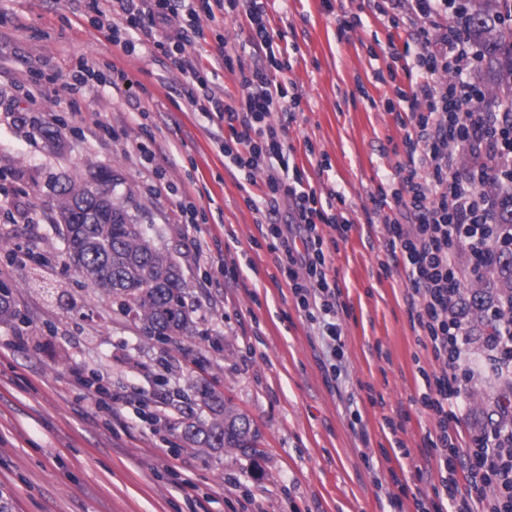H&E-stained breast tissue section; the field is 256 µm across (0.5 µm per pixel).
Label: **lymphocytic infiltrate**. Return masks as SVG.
Instances as JSON below:
<instances>
[{
    "instance_id": "lymphocytic-infiltrate-1",
    "label": "lymphocytic infiltrate",
    "mask_w": 512,
    "mask_h": 512,
    "mask_svg": "<svg viewBox=\"0 0 512 512\" xmlns=\"http://www.w3.org/2000/svg\"><path fill=\"white\" fill-rule=\"evenodd\" d=\"M245 14V43L263 64L241 73L238 104L202 94L211 121L233 125L220 151L240 169L264 172L261 191L291 204L287 218L266 217V236L279 251L280 271L305 318L317 324L328 360V378L344 367L340 291L322 226L347 238L351 222L323 204L289 166L290 155L273 115L294 120L299 94L285 95L269 70L277 66L264 0H229ZM466 0H377L393 30L410 31L420 47L408 89L386 100L404 131L405 162L392 180L371 193L373 212L390 209L385 224V272L402 271L408 284L416 342L430 348L437 364L424 373L419 403L434 420L424 446L435 452L440 486L415 499L417 512H512V423L489 419L480 433L463 436L452 420L463 402V386L480 374L497 376L512 392V299L485 308L482 334L473 335L460 313L464 273L481 278L489 260L512 240L497 224L502 188L512 189V105L491 112L479 107L481 89L471 81L480 59L465 33ZM112 15H100L113 44L129 50L143 15L165 28L163 45L174 60L202 34V18H213L210 0H112Z\"/></svg>"
}]
</instances>
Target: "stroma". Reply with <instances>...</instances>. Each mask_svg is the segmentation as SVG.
Instances as JSON below:
<instances>
[{
	"label": "stroma",
	"mask_w": 512,
	"mask_h": 512,
	"mask_svg": "<svg viewBox=\"0 0 512 512\" xmlns=\"http://www.w3.org/2000/svg\"><path fill=\"white\" fill-rule=\"evenodd\" d=\"M285 62L271 71L300 109L283 132L322 200L341 193L353 221L333 251L346 305L339 319L346 368L322 369V344L296 308L246 195V181L214 142L231 129L189 103L196 88L160 49L163 31L143 17L138 52L98 27L99 0H0V284L19 314L0 323V492L11 512H389L375 480L403 512L439 481L423 440L433 424L418 404L417 366L430 352L415 341L403 275H385V215L369 196L390 179L403 137L383 108L396 86L374 79L387 54V26L373 0H265ZM357 17L343 30V17ZM204 36L184 57L210 73L226 102L240 96L244 14L202 19ZM233 70L215 69L220 54ZM97 80L82 96L65 83L81 62ZM130 89H115L113 69ZM328 156L332 167L318 165ZM106 169L129 211L181 269L199 336L163 345L145 336L68 260L57 215L60 190ZM193 203L209 223L204 239L182 224ZM111 387V407L70 385L73 372ZM206 379L258 432L251 455L190 448L182 437L192 381ZM460 427L478 431L498 404V381L479 380ZM400 417L402 426L386 421ZM410 457H403L402 449Z\"/></svg>",
	"instance_id": "35a3bbf8"
}]
</instances>
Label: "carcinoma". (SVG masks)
<instances>
[{"mask_svg":"<svg viewBox=\"0 0 512 512\" xmlns=\"http://www.w3.org/2000/svg\"><path fill=\"white\" fill-rule=\"evenodd\" d=\"M507 0H469L466 30L483 55L493 103L512 97V27L493 22ZM59 224L69 259L93 287L118 300L120 310L139 323L143 334L158 343L195 336L194 310L186 303L180 266L159 248L114 191L93 193L86 182H69L60 192ZM478 300L467 321L480 323L484 306L512 294V260L486 271L469 290ZM17 311L7 288H0V320L10 322ZM193 413L184 426L186 442L213 451L255 447L256 433L248 416L229 406L206 382L193 385Z\"/></svg>","mask_w":512,"mask_h":512,"instance_id":"cac0c4a2","label":"carcinoma"}]
</instances>
